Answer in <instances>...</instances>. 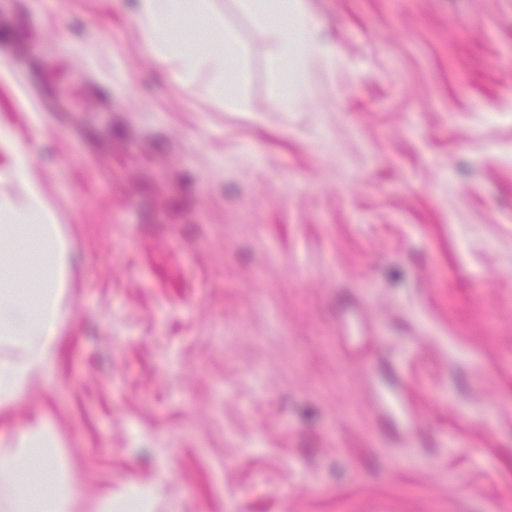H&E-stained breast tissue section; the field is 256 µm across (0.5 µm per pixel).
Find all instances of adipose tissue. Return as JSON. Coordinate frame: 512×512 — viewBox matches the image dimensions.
<instances>
[{
	"mask_svg": "<svg viewBox=\"0 0 512 512\" xmlns=\"http://www.w3.org/2000/svg\"><path fill=\"white\" fill-rule=\"evenodd\" d=\"M233 7L258 24L285 16V24L272 26L270 34L280 58L289 61L295 71H302L314 59L330 61L328 50L314 33L306 0H233ZM205 9V0H138L136 21L145 45L154 55L175 60L184 79L203 61L177 45L171 22L176 15ZM13 158L15 191L0 193V344L12 349L10 355H0L1 406L20 400L32 379L47 371L67 316L60 300L69 261L67 238L29 174L26 151L14 148ZM22 253L38 261L32 278H25L17 265ZM56 448L53 430L42 420L15 436L0 437V491L9 494L7 512H66L75 490L65 479H50L46 488L37 491L18 485L20 473L33 460L55 458Z\"/></svg>",
	"mask_w": 512,
	"mask_h": 512,
	"instance_id": "adipose-tissue-1",
	"label": "adipose tissue"
}]
</instances>
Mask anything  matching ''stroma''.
<instances>
[{
    "label": "stroma",
    "instance_id": "obj_1",
    "mask_svg": "<svg viewBox=\"0 0 512 512\" xmlns=\"http://www.w3.org/2000/svg\"><path fill=\"white\" fill-rule=\"evenodd\" d=\"M134 0H0V129L73 260L48 375L70 512H512V0H307L341 60L233 105ZM137 25L143 41L151 52L178 64V74L188 79L202 61L184 52L175 42L171 31L172 19L179 14L206 12L205 0H137Z\"/></svg>",
    "mask_w": 512,
    "mask_h": 512
}]
</instances>
